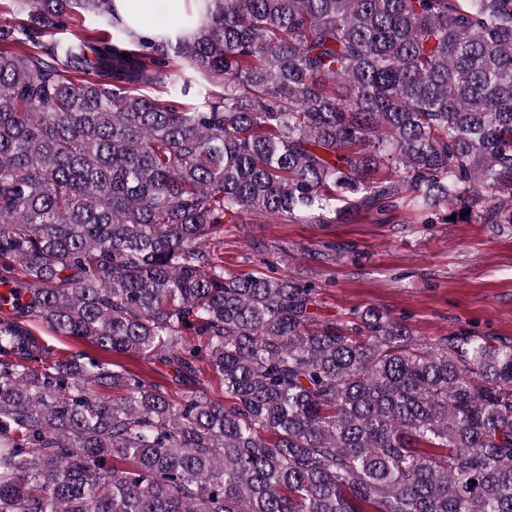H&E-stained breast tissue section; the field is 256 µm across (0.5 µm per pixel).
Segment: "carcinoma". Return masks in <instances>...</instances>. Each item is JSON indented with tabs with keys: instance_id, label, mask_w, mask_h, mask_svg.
<instances>
[{
	"instance_id": "cac0c4a2",
	"label": "carcinoma",
	"mask_w": 512,
	"mask_h": 512,
	"mask_svg": "<svg viewBox=\"0 0 512 512\" xmlns=\"http://www.w3.org/2000/svg\"><path fill=\"white\" fill-rule=\"evenodd\" d=\"M203 2L191 39L113 0L0 26V512H512V342L319 321L312 286L209 241L253 213L512 225V0ZM78 9L96 27L44 40ZM172 69L196 105L134 94L188 95ZM28 320L204 361L224 401L48 360Z\"/></svg>"
}]
</instances>
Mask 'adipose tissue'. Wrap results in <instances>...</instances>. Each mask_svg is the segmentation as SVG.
Listing matches in <instances>:
<instances>
[{"instance_id":"obj_1","label":"adipose tissue","mask_w":512,"mask_h":512,"mask_svg":"<svg viewBox=\"0 0 512 512\" xmlns=\"http://www.w3.org/2000/svg\"><path fill=\"white\" fill-rule=\"evenodd\" d=\"M197 2L198 0H113V5L122 19L138 34L152 40H159L164 36L163 29L151 24L148 20L155 6H165L170 13L187 19L188 24L182 28L181 33L191 37L207 22Z\"/></svg>"}]
</instances>
